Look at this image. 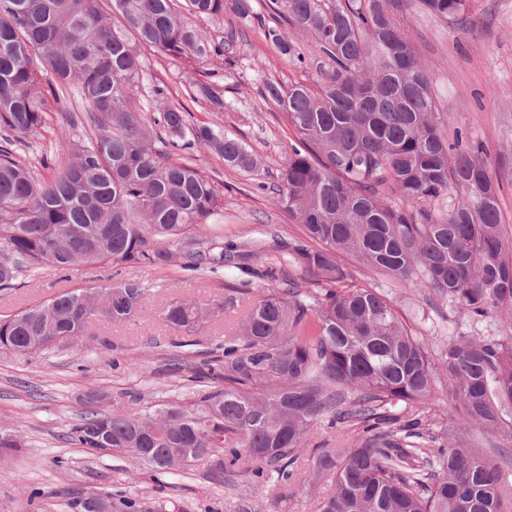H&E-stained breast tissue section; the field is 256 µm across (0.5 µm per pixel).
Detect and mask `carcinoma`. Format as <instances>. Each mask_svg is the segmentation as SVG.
I'll return each mask as SVG.
<instances>
[{"mask_svg":"<svg viewBox=\"0 0 512 512\" xmlns=\"http://www.w3.org/2000/svg\"><path fill=\"white\" fill-rule=\"evenodd\" d=\"M257 23L288 63L313 70V84L264 83L294 139L279 170L276 203L315 242L288 244L321 288L277 268L253 297L242 334L216 346L193 401L153 411L88 409L68 440L90 454L131 453L154 472L209 464L223 480L244 461L253 482L286 490L299 469L298 448L318 422L362 426L355 448H313V478L334 492L315 512H512L503 495L509 456L493 462L460 428L439 434L426 418L448 389L463 417L488 433L506 429L512 446V335L473 330L433 357L378 288L337 289L349 260L393 282L429 288L478 323L512 318V236L502 224L499 184L483 145L448 142L429 75L397 25L403 0H273L266 15L253 0H185L189 14L216 18L224 5ZM431 15H463L467 0H421ZM311 38L307 51L284 25ZM205 64L224 55L176 11V0H0V291L45 265L162 268L173 258L190 271L233 258L204 227L223 215L224 193L192 157L174 160L176 141L200 146L232 169L258 164L242 140L219 123L192 125L171 105L158 136L141 106L142 49ZM193 101L225 108L224 87L196 81ZM90 131L65 139V159L36 176L15 144L40 133L67 98ZM112 306L90 298L100 287L66 291L0 318V348L43 351L59 337L75 341L98 320L126 322L150 299L137 282L108 283ZM174 299L162 321L191 336L221 316ZM214 385H208V382ZM113 512H153L146 502L111 495Z\"/></svg>","mask_w":512,"mask_h":512,"instance_id":"1","label":"carcinoma"}]
</instances>
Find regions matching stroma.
Here are the masks:
<instances>
[{
    "label": "stroma",
    "mask_w": 512,
    "mask_h": 512,
    "mask_svg": "<svg viewBox=\"0 0 512 512\" xmlns=\"http://www.w3.org/2000/svg\"><path fill=\"white\" fill-rule=\"evenodd\" d=\"M396 19L431 68L433 93L449 115L448 136L459 133L485 145L490 172L500 185L502 221L512 232V0H469L462 18L448 20L426 13L419 0H407ZM197 26L215 41L234 42V51L198 65L144 50L141 101L150 116L159 115L165 104H183L191 122L220 123L260 155L261 166L243 172L225 167L205 149L193 152L198 168L224 192V215L207 225L205 233L222 237L237 256L214 271H188L175 264L77 267L62 273L46 266L23 278L21 287L0 293L1 317L57 293L111 279L136 281L150 290L149 303L131 321L96 323L75 343L34 356L0 349V428L19 431L25 442L18 451L0 448V512H70L73 498L95 492L137 497L156 512L175 506L181 512H242L247 504L254 512H314L319 498L331 490L330 483L322 482L284 491L271 482H251L241 470L218 483L203 465L180 475H158L131 458L89 455L65 438L70 425L90 408L93 393L102 394L101 408L114 412L129 407L132 392L146 407L186 400L195 388L189 379L192 370L244 318L248 298L241 287H266L261 276L266 267L285 269L303 283L315 280L289 249L290 242L303 238L301 225L273 200L292 131L262 97L265 81L288 84L312 74L291 67L258 27L241 22L232 11ZM197 80L223 86L224 111L187 100L184 91ZM158 86L165 89V99L154 96ZM70 107L65 101L51 113L33 147L23 150L24 159L34 163L43 155H59ZM346 283L381 287L434 355L451 337L473 328L489 336L512 331L511 317L472 323L432 291L380 281L357 265L350 267ZM214 298L226 301L224 316L204 324L189 346H181V334L159 318L160 308L171 300Z\"/></svg>",
    "instance_id": "stroma-1"
}]
</instances>
